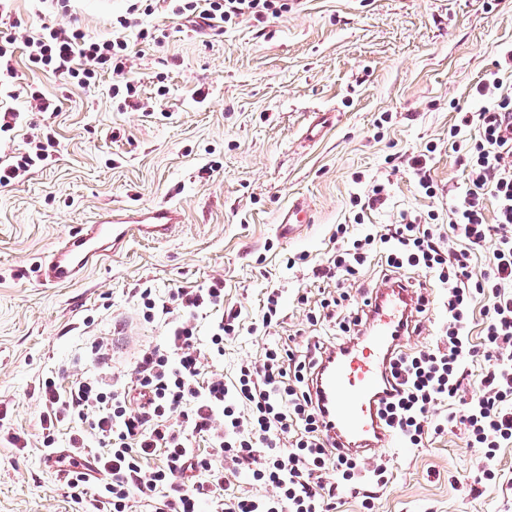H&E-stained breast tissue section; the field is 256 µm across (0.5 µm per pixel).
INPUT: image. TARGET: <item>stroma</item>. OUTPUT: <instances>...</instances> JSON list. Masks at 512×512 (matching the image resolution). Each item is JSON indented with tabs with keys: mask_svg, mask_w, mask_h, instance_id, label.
<instances>
[{
	"mask_svg": "<svg viewBox=\"0 0 512 512\" xmlns=\"http://www.w3.org/2000/svg\"><path fill=\"white\" fill-rule=\"evenodd\" d=\"M128 5L72 0L57 19L107 37ZM141 22L163 42L131 59L138 109L119 108L111 74L88 94L16 56L21 83L41 86L60 109L31 115L57 143L52 161L0 188V428L23 441L0 440V512H76L39 451L38 386L93 372L85 354L100 337L112 372L130 374L142 346L165 332L139 321L138 289L164 298L220 280L225 309L248 325L266 289L283 288L278 324L225 345L228 382L270 343L321 334L306 320L319 286L286 269L287 258L324 260L336 226L353 221L352 198L376 183L387 201L369 223L447 207L466 181L448 144L456 113L481 107L475 87L486 74L512 70L503 61L512 0H294L280 16L244 17L206 36L161 2ZM318 111L332 112L334 125L305 142ZM422 153L438 185L432 200L416 193L408 165ZM298 199L313 221L283 236L278 215ZM160 202L184 216L171 238L132 240L76 284L43 283L42 257L100 208ZM388 454L392 477L375 512H512V445L492 461L509 485L479 491L465 481L478 461L458 429Z\"/></svg>",
	"mask_w": 512,
	"mask_h": 512,
	"instance_id": "stroma-1",
	"label": "stroma"
}]
</instances>
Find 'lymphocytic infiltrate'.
Listing matches in <instances>:
<instances>
[{"label":"lymphocytic infiltrate","mask_w":512,"mask_h":512,"mask_svg":"<svg viewBox=\"0 0 512 512\" xmlns=\"http://www.w3.org/2000/svg\"><path fill=\"white\" fill-rule=\"evenodd\" d=\"M144 0H132L115 23V34L95 39L81 29L42 25L25 41L0 32V88L17 93L13 65L24 45L32 68L67 77L81 88L95 87L112 74V97L133 105L137 88L128 80L130 44L125 37L139 27ZM173 13L194 27L223 28L235 19H263L289 9L288 0H167ZM484 101L476 112L458 111L452 137L462 138L467 184L447 211L402 215L396 224H365L364 211L383 202L382 185H373L359 206L356 223L337 225L325 262L312 269L315 279L334 283L336 294L321 300L311 323L336 328L333 341L310 338L266 348L257 362L239 366L233 382L205 373L203 363L224 356V344L242 330L237 314H224V283L181 287L168 299L140 292L145 321L165 319L160 344L146 347L127 378L99 370L59 385L42 383L45 432L43 455L66 472L72 499L86 512H335L344 493L363 485L385 487L390 466L381 459L343 453L328 443L310 379L329 343L356 338L365 313L352 309L349 287L366 265L382 282L414 288L418 313L431 302L448 314L439 329V345L395 350L388 375L390 398L379 416L394 440L405 448L424 447L429 435L459 429L466 447L485 460L512 444V92L498 76L476 87ZM52 139L33 136L28 152L0 167V187L25 178L45 165ZM495 247L488 267L473 271V257L487 239ZM220 314L208 336H199L200 312ZM484 326L479 340L470 336L475 315ZM484 361L478 389L470 367ZM71 430L65 449L54 446L56 425ZM245 473L269 497L239 496L226 487L228 473Z\"/></svg>","instance_id":"obj_1"}]
</instances>
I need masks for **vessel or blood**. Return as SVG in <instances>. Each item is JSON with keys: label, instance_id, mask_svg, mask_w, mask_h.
Listing matches in <instances>:
<instances>
[{"label": "vessel or blood", "instance_id": "b4317fda", "mask_svg": "<svg viewBox=\"0 0 512 512\" xmlns=\"http://www.w3.org/2000/svg\"><path fill=\"white\" fill-rule=\"evenodd\" d=\"M180 221L179 210L165 204L105 210L44 257L43 274L55 285L76 282L106 257L123 252L135 238H166ZM406 300L405 292L382 289L365 336L318 371L315 397L325 411L330 434L342 446L371 452L391 442L376 411L390 393L384 367L404 337L409 320Z\"/></svg>", "mask_w": 512, "mask_h": 512}]
</instances>
